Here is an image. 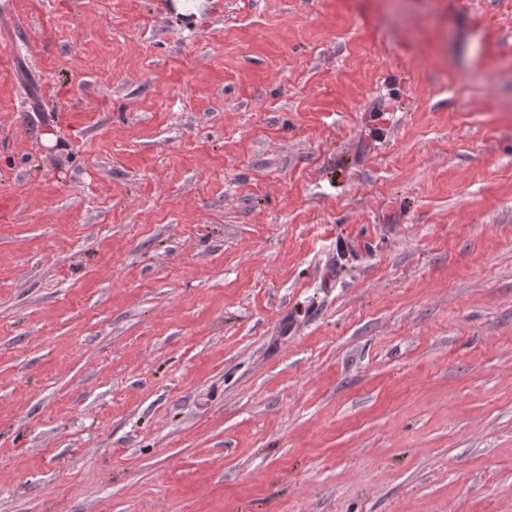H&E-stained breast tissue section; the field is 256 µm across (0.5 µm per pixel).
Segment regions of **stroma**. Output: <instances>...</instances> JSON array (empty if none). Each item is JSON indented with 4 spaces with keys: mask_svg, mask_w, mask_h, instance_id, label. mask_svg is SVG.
<instances>
[{
    "mask_svg": "<svg viewBox=\"0 0 512 512\" xmlns=\"http://www.w3.org/2000/svg\"><path fill=\"white\" fill-rule=\"evenodd\" d=\"M0 0V512H512V0Z\"/></svg>",
    "mask_w": 512,
    "mask_h": 512,
    "instance_id": "1",
    "label": "stroma"
}]
</instances>
